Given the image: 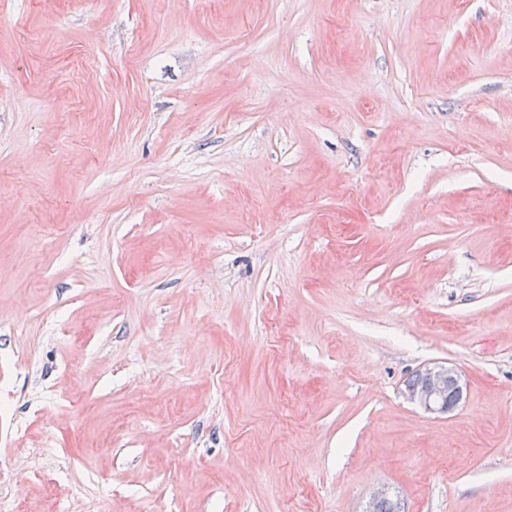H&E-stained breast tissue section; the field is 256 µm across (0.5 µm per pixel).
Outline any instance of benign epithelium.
<instances>
[{"label": "benign epithelium", "mask_w": 512, "mask_h": 512, "mask_svg": "<svg viewBox=\"0 0 512 512\" xmlns=\"http://www.w3.org/2000/svg\"><path fill=\"white\" fill-rule=\"evenodd\" d=\"M422 383L404 392L405 398L422 408L426 413L441 416L450 413L448 409V388L454 389L455 401L453 407H458L464 399V387L461 375L456 367L445 362L435 363L419 371ZM390 502L395 512H400L398 500L387 488L377 490L363 512H378L381 504Z\"/></svg>", "instance_id": "obj_1"}]
</instances>
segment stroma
I'll return each mask as SVG.
<instances>
[{"label":"stroma","mask_w":512,"mask_h":512,"mask_svg":"<svg viewBox=\"0 0 512 512\" xmlns=\"http://www.w3.org/2000/svg\"><path fill=\"white\" fill-rule=\"evenodd\" d=\"M3 391L14 512H512V0H0ZM418 373L406 382L405 388H412L405 391L404 395L410 403L419 406L426 413L434 416L448 414L464 399V387L456 367L448 365L447 362L434 363ZM450 387L454 389V404V394ZM452 404L453 407L448 409V405Z\"/></svg>","instance_id":"obj_1"}]
</instances>
